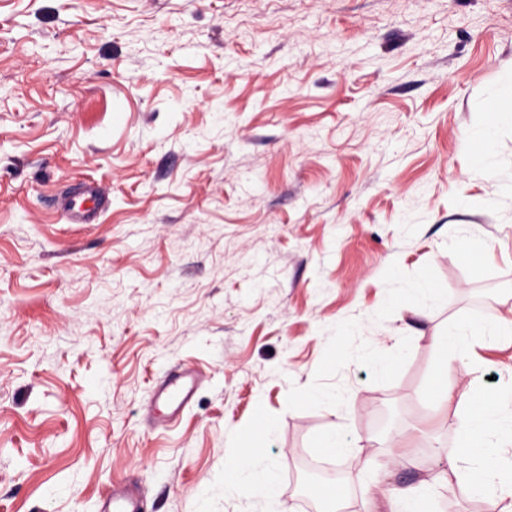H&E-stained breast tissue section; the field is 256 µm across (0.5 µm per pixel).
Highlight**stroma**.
I'll list each match as a JSON object with an SVG mask.
<instances>
[{
  "label": "stroma",
  "mask_w": 512,
  "mask_h": 512,
  "mask_svg": "<svg viewBox=\"0 0 512 512\" xmlns=\"http://www.w3.org/2000/svg\"><path fill=\"white\" fill-rule=\"evenodd\" d=\"M511 61L512 0H0V512H101L121 480L143 512H272L224 488L263 418L288 512L340 422L351 512L392 487L476 512L429 380L436 336L512 311V122L491 169L471 141ZM89 178L110 202L69 223ZM422 275L446 293L419 314L396 298ZM467 342L449 384L512 414V340ZM180 365L202 381L164 424Z\"/></svg>",
  "instance_id": "obj_1"
}]
</instances>
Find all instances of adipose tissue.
Here are the masks:
<instances>
[{
    "mask_svg": "<svg viewBox=\"0 0 512 512\" xmlns=\"http://www.w3.org/2000/svg\"><path fill=\"white\" fill-rule=\"evenodd\" d=\"M431 392L442 405L456 395L467 403L459 420L457 452L447 459L449 482L466 484L490 506H498L503 496L512 495V469L497 462L499 448L512 444V418L498 412L499 395L481 393L480 405H471L469 393H454L439 370L432 375ZM258 437L242 435L233 454L225 457L224 487L229 491L248 490L275 502L281 492L274 468L256 465Z\"/></svg>",
    "mask_w": 512,
    "mask_h": 512,
    "instance_id": "1",
    "label": "adipose tissue"
}]
</instances>
